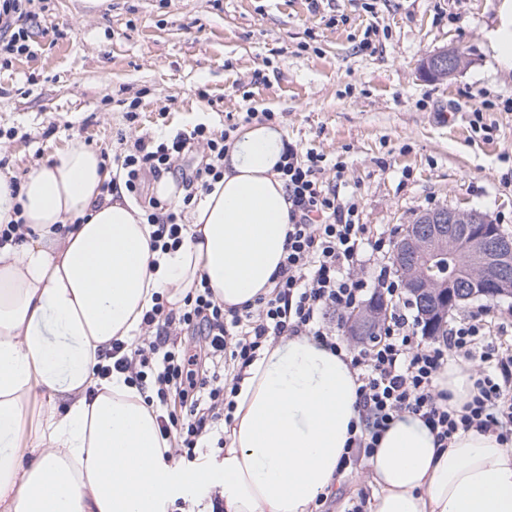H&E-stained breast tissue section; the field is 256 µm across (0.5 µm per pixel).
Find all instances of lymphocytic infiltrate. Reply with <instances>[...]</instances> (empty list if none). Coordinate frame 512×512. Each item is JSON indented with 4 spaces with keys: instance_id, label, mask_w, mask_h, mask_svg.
<instances>
[{
    "instance_id": "f902f5d3",
    "label": "lymphocytic infiltrate",
    "mask_w": 512,
    "mask_h": 512,
    "mask_svg": "<svg viewBox=\"0 0 512 512\" xmlns=\"http://www.w3.org/2000/svg\"><path fill=\"white\" fill-rule=\"evenodd\" d=\"M31 3L0 0V66L31 53ZM230 144L229 131L214 132L201 124L159 142L138 137L126 154H102V161L112 162L120 176L102 190L109 194L122 186L139 195L145 176L175 170L186 152L199 145L204 160L181 175L187 189L183 202L191 204L223 176ZM278 170L290 210L286 256L272 276L271 292L229 308L205 284L177 308L157 299L143 317L140 336L130 343L113 341L99 376L125 374L158 410L161 434L175 454L193 462L208 450L220 425L231 422L243 372L259 353L280 338L309 336L329 349L346 351L357 375L359 430L347 440L342 467L353 469L369 458L385 429L406 412L419 416L441 445L474 428L495 434L511 448L512 342H487L486 321L478 315L459 321L441 341L426 342L415 318L400 304L402 290L386 262L390 238L362 224L357 202L340 199L327 185L323 155L289 143ZM144 213L163 248L182 242L187 227L179 223L171 203L149 198ZM366 263L377 272L375 283L354 274ZM373 286L386 296L390 316L372 345L348 347L325 315L356 310ZM178 328L197 330V342L170 347L169 337ZM459 360L477 361L478 371L470 401L456 408L435 381L442 369Z\"/></svg>"
}]
</instances>
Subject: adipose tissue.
I'll list each match as a JSON object with an SVG mask.
<instances>
[{
	"label": "adipose tissue",
	"instance_id": "adipose-tissue-1",
	"mask_svg": "<svg viewBox=\"0 0 512 512\" xmlns=\"http://www.w3.org/2000/svg\"><path fill=\"white\" fill-rule=\"evenodd\" d=\"M487 38L512 70V0H499ZM283 143L278 125L242 126L223 178L165 251L138 205L102 194L113 173L81 143L18 189L0 174V225L29 229L0 247V512H165L170 444L124 375L98 377L100 356L135 338L155 295L178 305L205 280L231 307L271 291L289 224ZM356 390L347 355L305 336L266 348L234 398L217 465L224 512H311L343 481ZM368 468L369 512H512V448L491 433L462 431L442 448L405 413Z\"/></svg>",
	"mask_w": 512,
	"mask_h": 512
}]
</instances>
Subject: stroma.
<instances>
[{"label": "stroma", "mask_w": 512, "mask_h": 512, "mask_svg": "<svg viewBox=\"0 0 512 512\" xmlns=\"http://www.w3.org/2000/svg\"><path fill=\"white\" fill-rule=\"evenodd\" d=\"M497 4L45 0L33 55L0 69V171L24 178L75 141L115 154L140 136L219 131L252 107L323 154L327 183L376 231L398 237L447 205L512 235V72L486 38ZM452 46L468 66L424 76L422 60ZM477 89L495 103L479 119Z\"/></svg>", "instance_id": "obj_1"}]
</instances>
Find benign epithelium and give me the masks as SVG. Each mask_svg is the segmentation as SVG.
Here are the masks:
<instances>
[{"label":"benign epithelium","instance_id":"obj_1","mask_svg":"<svg viewBox=\"0 0 512 512\" xmlns=\"http://www.w3.org/2000/svg\"><path fill=\"white\" fill-rule=\"evenodd\" d=\"M461 69L454 47L429 55L421 65L431 78L452 76ZM461 218L457 208L425 212L395 243V255L405 259L399 269L405 291L417 297L427 316L444 325L462 300L460 278L466 280L472 298H512V236L480 212H470L465 222ZM385 312L372 304L354 313L351 335L365 336L369 328L381 326Z\"/></svg>","mask_w":512,"mask_h":512}]
</instances>
